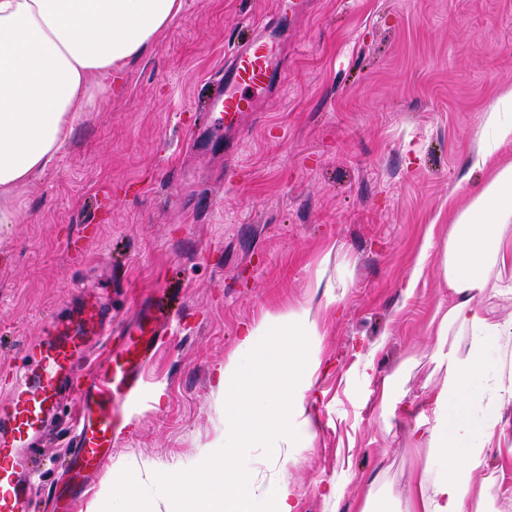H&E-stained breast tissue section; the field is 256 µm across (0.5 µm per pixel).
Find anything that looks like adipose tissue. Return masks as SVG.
<instances>
[{
	"instance_id": "obj_1",
	"label": "adipose tissue",
	"mask_w": 512,
	"mask_h": 512,
	"mask_svg": "<svg viewBox=\"0 0 512 512\" xmlns=\"http://www.w3.org/2000/svg\"><path fill=\"white\" fill-rule=\"evenodd\" d=\"M183 0H0V227L17 224L19 188L43 172L73 127L112 87L106 79L141 56L156 34L182 11ZM512 266V163L497 167L469 205L455 212L439 268L452 299L431 329L435 369L434 422L412 435L428 457L407 502L377 510L368 493L361 512H500L495 477L476 482L485 450L512 404V318L489 320L486 298L512 295L500 273ZM310 307L246 329L244 350L262 336H317ZM320 367L304 345L276 351L277 383L252 366L224 402L245 401L274 421L269 430L224 434L220 479L194 475L183 490L192 512H295L283 478L258 480L244 448L286 460L308 437L310 393Z\"/></svg>"
}]
</instances>
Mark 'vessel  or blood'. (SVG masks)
Returning <instances> with one entry per match:
<instances>
[{"mask_svg": "<svg viewBox=\"0 0 512 512\" xmlns=\"http://www.w3.org/2000/svg\"><path fill=\"white\" fill-rule=\"evenodd\" d=\"M313 0H275L265 23L238 43L224 66V77L201 103L205 112L222 114L225 124L241 127L249 113L259 111L257 92L274 88L281 72V44ZM170 314L150 303L135 321L121 329L119 351L95 363L90 374L77 372L79 361L113 334L105 312L84 301L76 316L46 325L34 366L25 368L0 399V512H34L41 461L36 446L67 384L81 391L80 408L69 441L71 469L99 467L103 450L112 444L120 423L119 406L142 388V368L167 335Z\"/></svg>", "mask_w": 512, "mask_h": 512, "instance_id": "vessel-or-blood-1", "label": "vessel or blood"}]
</instances>
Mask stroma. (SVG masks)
I'll return each mask as SVG.
<instances>
[{
  "instance_id": "obj_1",
  "label": "stroma",
  "mask_w": 512,
  "mask_h": 512,
  "mask_svg": "<svg viewBox=\"0 0 512 512\" xmlns=\"http://www.w3.org/2000/svg\"><path fill=\"white\" fill-rule=\"evenodd\" d=\"M271 2L183 0L18 192L22 223L0 228V393L45 319L85 293L116 329L153 299L178 312L101 469L61 468L80 397L62 403L38 512L79 481L90 491L76 512L96 499L100 512H189L183 476H220L210 448L225 430L269 424L217 390L242 328L306 305L321 361L312 437L280 471L297 512H361L370 486L401 494L426 463L411 433L434 417L429 335L449 300L437 263L449 208L488 180L472 159L484 112L512 85V0H316L262 111L239 138L197 146L195 103ZM318 276L337 302L310 288ZM370 352L367 379L356 363ZM502 426L487 465L512 512V408Z\"/></svg>"
}]
</instances>
